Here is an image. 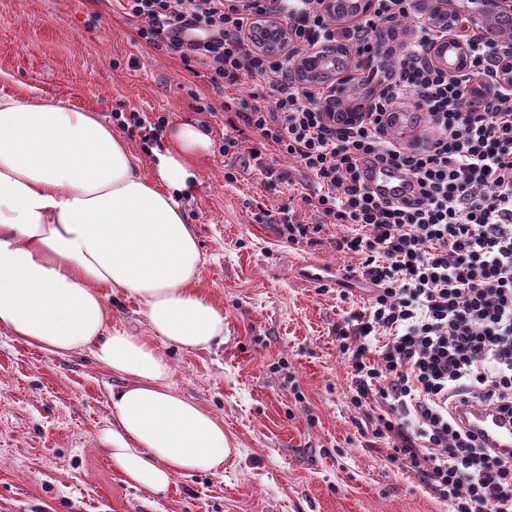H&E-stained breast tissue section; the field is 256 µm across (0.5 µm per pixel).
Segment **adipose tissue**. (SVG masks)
<instances>
[{"mask_svg":"<svg viewBox=\"0 0 512 512\" xmlns=\"http://www.w3.org/2000/svg\"><path fill=\"white\" fill-rule=\"evenodd\" d=\"M210 140L185 121L142 174L126 141L70 100L0 97V329L43 352L89 351L119 378L103 432L130 486L165 495L176 478L218 473L224 422L184 396L153 337L187 350L224 340V311L199 289L203 257L180 198ZM142 308L138 336L111 326L109 293Z\"/></svg>","mask_w":512,"mask_h":512,"instance_id":"1","label":"adipose tissue"}]
</instances>
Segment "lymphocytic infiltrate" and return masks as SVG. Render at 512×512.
<instances>
[{
  "mask_svg": "<svg viewBox=\"0 0 512 512\" xmlns=\"http://www.w3.org/2000/svg\"><path fill=\"white\" fill-rule=\"evenodd\" d=\"M118 2L141 39L206 71L215 93L252 81L236 115L255 145L245 153L225 135L224 178L254 168L268 185L291 181L268 164L273 155L312 177L302 202L315 221L289 213L288 242L315 245L325 225L349 226L338 248L370 300L337 325L336 340L348 400L368 409L390 462L415 471L451 512H512V457L480 446L448 410L455 398L512 412V90L498 82L512 39L465 36L470 65L450 72L431 60L437 34L417 0H375L372 16L346 27L324 0H277L287 40L278 55L246 47L265 0ZM398 21L410 24L405 40L380 45L377 29ZM333 42L366 64L393 59L355 124L337 122L324 92L294 77L298 58ZM407 100L419 131L405 144L387 125ZM367 161L403 172L415 200L378 196L364 181Z\"/></svg>",
  "mask_w": 512,
  "mask_h": 512,
  "instance_id": "f902f5d3",
  "label": "lymphocytic infiltrate"
}]
</instances>
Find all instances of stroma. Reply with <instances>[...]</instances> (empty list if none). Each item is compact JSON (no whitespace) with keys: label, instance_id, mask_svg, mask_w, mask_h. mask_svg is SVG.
Returning <instances> with one entry per match:
<instances>
[{"label":"stroma","instance_id":"35a3bbf8","mask_svg":"<svg viewBox=\"0 0 512 512\" xmlns=\"http://www.w3.org/2000/svg\"><path fill=\"white\" fill-rule=\"evenodd\" d=\"M117 0H0V96L30 90L113 113L195 121L212 146L192 161L183 204L205 263L199 286L224 310V342L183 350L155 339L174 385L223 419L239 446L220 474L178 477L166 496L127 486L102 447L116 380L90 353L66 357L0 330V512H450L420 478L391 464L347 403L348 362L335 335L357 286L341 300L294 277L296 261L350 264L345 226L316 246L280 233V210L302 221L294 190H270L259 170L224 179L231 111L179 56L147 45ZM210 97L213 113L196 112ZM264 213L256 221V213Z\"/></svg>","mask_w":512,"mask_h":512}]
</instances>
